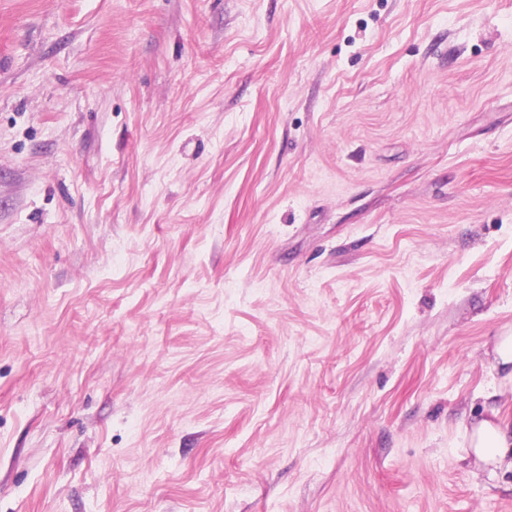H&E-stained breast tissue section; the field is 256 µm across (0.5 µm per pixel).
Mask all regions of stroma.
I'll return each mask as SVG.
<instances>
[{"instance_id":"stroma-1","label":"stroma","mask_w":512,"mask_h":512,"mask_svg":"<svg viewBox=\"0 0 512 512\" xmlns=\"http://www.w3.org/2000/svg\"><path fill=\"white\" fill-rule=\"evenodd\" d=\"M0 512H512V0H0ZM492 419H484L473 426L470 435V450L476 464L492 466L496 471L512 472V423L492 412Z\"/></svg>"}]
</instances>
